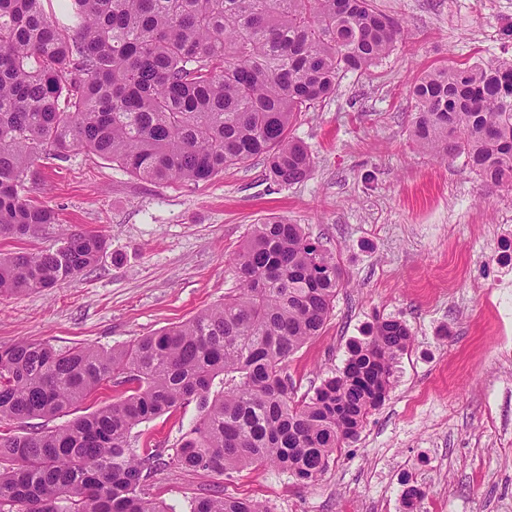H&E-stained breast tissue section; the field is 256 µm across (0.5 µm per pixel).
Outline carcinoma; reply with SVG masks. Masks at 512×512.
<instances>
[{"instance_id": "cac0c4a2", "label": "carcinoma", "mask_w": 512, "mask_h": 512, "mask_svg": "<svg viewBox=\"0 0 512 512\" xmlns=\"http://www.w3.org/2000/svg\"><path fill=\"white\" fill-rule=\"evenodd\" d=\"M0 0V236L55 223L29 199L42 157L83 150L153 182L208 181L261 157L275 183L308 178L291 135L302 113L349 72L369 70L401 28L374 0ZM411 137L442 160L465 158L512 186V64L435 67L411 92ZM100 234L0 255V295L41 291L92 267ZM238 292L187 322L110 350L0 345V512H169L148 496L164 449L132 447L143 422L196 402L172 463L228 476L273 466L302 483L355 440L380 408L411 344L407 323L375 321L342 369L292 397L288 359L319 334L344 287L337 257L300 224L252 226L236 255ZM224 376V392L211 388ZM130 394L49 430L101 385ZM191 512H267L246 497H199Z\"/></svg>"}]
</instances>
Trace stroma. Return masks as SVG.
Masks as SVG:
<instances>
[{"mask_svg":"<svg viewBox=\"0 0 512 512\" xmlns=\"http://www.w3.org/2000/svg\"><path fill=\"white\" fill-rule=\"evenodd\" d=\"M375 4L402 33L377 66L299 117L293 134L314 157L307 180L274 183L258 158L208 181L155 183L75 151L32 169L30 197L56 223L0 237V253L38 252L69 225L108 244L74 280L0 297V345L109 349L185 322L236 293L234 258L270 215L302 225L345 273L320 335L288 360L295 397L342 368L376 319L410 327L388 399L316 481L264 466L229 478L165 467L148 491L173 512L217 490L268 512H409L411 486L423 493L416 512H512V187L419 150L409 96L446 62L512 63V0ZM197 415L178 406L136 428L132 445L173 450Z\"/></svg>","mask_w":512,"mask_h":512,"instance_id":"stroma-1","label":"stroma"}]
</instances>
